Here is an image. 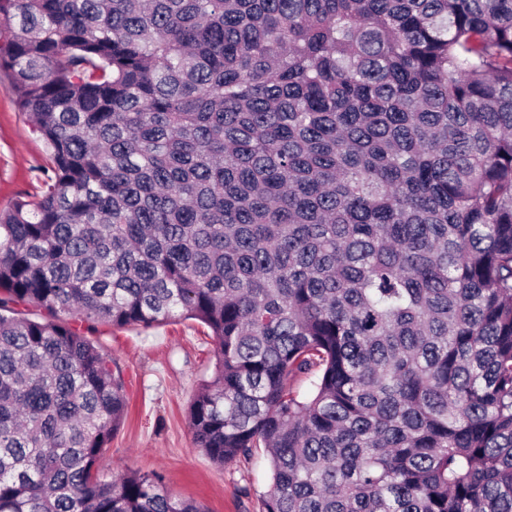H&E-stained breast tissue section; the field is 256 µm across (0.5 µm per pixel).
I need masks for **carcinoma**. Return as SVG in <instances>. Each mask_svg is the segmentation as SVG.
Masks as SVG:
<instances>
[{
	"mask_svg": "<svg viewBox=\"0 0 512 512\" xmlns=\"http://www.w3.org/2000/svg\"><path fill=\"white\" fill-rule=\"evenodd\" d=\"M0 20L53 163L0 211V512H203L101 471L129 401L87 332L181 316L194 445L263 449L261 512H512V0Z\"/></svg>",
	"mask_w": 512,
	"mask_h": 512,
	"instance_id": "obj_1",
	"label": "carcinoma"
}]
</instances>
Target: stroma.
<instances>
[{
  "label": "stroma",
  "mask_w": 512,
  "mask_h": 512,
  "mask_svg": "<svg viewBox=\"0 0 512 512\" xmlns=\"http://www.w3.org/2000/svg\"><path fill=\"white\" fill-rule=\"evenodd\" d=\"M14 100L12 81L0 71V209L39 193L51 174L50 151ZM91 337L112 357L130 398L104 454L106 470L157 472L173 496L206 512H261L271 484L263 453L220 466L193 445L188 410L215 365L208 328L179 317L150 328L100 325Z\"/></svg>",
  "instance_id": "35a3bbf8"
}]
</instances>
